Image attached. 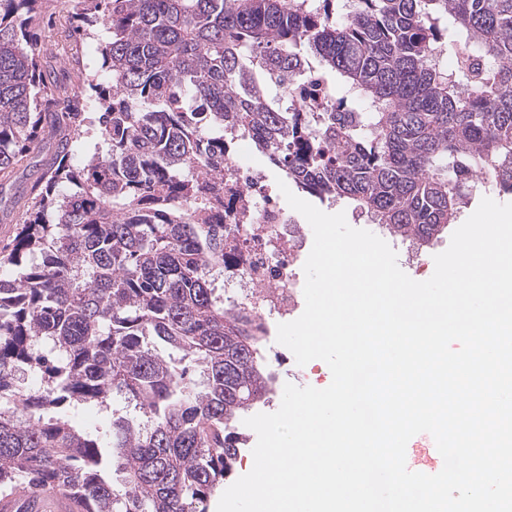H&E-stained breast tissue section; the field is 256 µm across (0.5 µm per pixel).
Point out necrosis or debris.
Wrapping results in <instances>:
<instances>
[{"label":"necrosis or debris","instance_id":"obj_1","mask_svg":"<svg viewBox=\"0 0 512 512\" xmlns=\"http://www.w3.org/2000/svg\"><path fill=\"white\" fill-rule=\"evenodd\" d=\"M250 144L234 137L224 164V223L238 225L242 245L224 270L225 287L257 314L285 313L296 304L291 268L307 246L301 225L266 192L262 170L243 167L239 153Z\"/></svg>","mask_w":512,"mask_h":512}]
</instances>
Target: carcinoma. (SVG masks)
I'll return each instance as SVG.
<instances>
[{
  "instance_id": "carcinoma-1",
  "label": "carcinoma",
  "mask_w": 512,
  "mask_h": 512,
  "mask_svg": "<svg viewBox=\"0 0 512 512\" xmlns=\"http://www.w3.org/2000/svg\"><path fill=\"white\" fill-rule=\"evenodd\" d=\"M48 2L0 0V176L54 148L0 248V493L206 512L274 383L261 318L215 287L238 249L224 129L427 247L483 177L512 193V0H81L73 31L108 30L110 86L85 76L104 149L76 166L80 96L32 47ZM310 57L340 82L333 112L283 105ZM84 405L111 411L114 453L44 417Z\"/></svg>"
}]
</instances>
